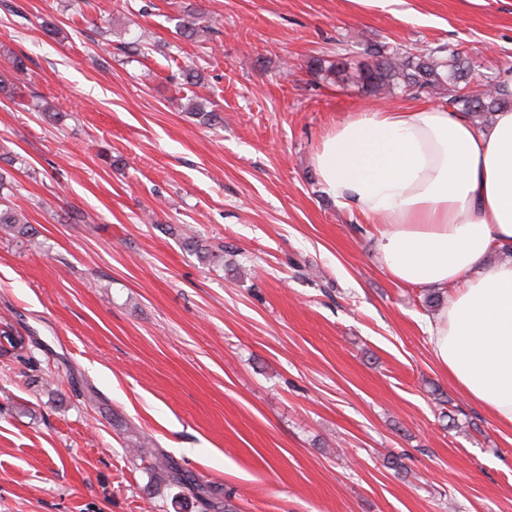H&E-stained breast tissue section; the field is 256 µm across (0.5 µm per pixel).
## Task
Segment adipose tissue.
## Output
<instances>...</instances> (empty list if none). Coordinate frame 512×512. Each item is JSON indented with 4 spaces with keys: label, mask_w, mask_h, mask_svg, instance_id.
<instances>
[{
    "label": "adipose tissue",
    "mask_w": 512,
    "mask_h": 512,
    "mask_svg": "<svg viewBox=\"0 0 512 512\" xmlns=\"http://www.w3.org/2000/svg\"><path fill=\"white\" fill-rule=\"evenodd\" d=\"M312 164L325 194L378 221L393 280L449 291L431 353L512 428V110L479 126L449 107L363 108L325 133Z\"/></svg>",
    "instance_id": "adipose-tissue-1"
}]
</instances>
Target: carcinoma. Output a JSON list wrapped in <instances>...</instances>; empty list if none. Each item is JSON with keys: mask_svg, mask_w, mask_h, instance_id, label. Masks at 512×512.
<instances>
[{"mask_svg": "<svg viewBox=\"0 0 512 512\" xmlns=\"http://www.w3.org/2000/svg\"><path fill=\"white\" fill-rule=\"evenodd\" d=\"M198 13L188 11L179 19L176 32L190 38L198 33ZM372 61L362 67L351 68L344 62H332L324 58H314L307 69L316 78L338 87L355 85L372 95L428 92L448 96V104L473 118L485 119L500 109L511 106L499 93L496 82L474 73L459 50L444 47L413 53L409 50H387L375 47L370 50ZM0 229L12 231L17 236L28 237L32 227L26 218L19 214L6 198L0 196ZM3 336L11 348L10 356L23 357L26 352L25 338L7 322ZM140 460L149 461L150 469L156 477L173 485L184 486V479L176 464L146 446L144 441H135Z\"/></svg>", "mask_w": 512, "mask_h": 512, "instance_id": "carcinoma-1", "label": "carcinoma"}]
</instances>
